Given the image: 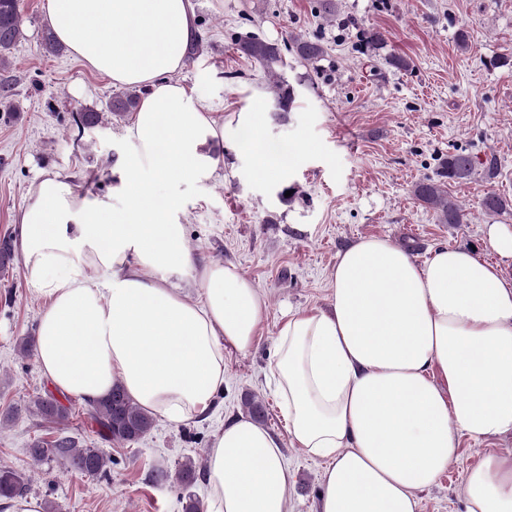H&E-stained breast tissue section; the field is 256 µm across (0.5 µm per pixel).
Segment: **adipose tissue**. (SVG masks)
Wrapping results in <instances>:
<instances>
[{
	"label": "adipose tissue",
	"mask_w": 512,
	"mask_h": 512,
	"mask_svg": "<svg viewBox=\"0 0 512 512\" xmlns=\"http://www.w3.org/2000/svg\"><path fill=\"white\" fill-rule=\"evenodd\" d=\"M43 9L85 69L147 93L126 129L133 156L115 171L125 210L54 173L28 191L17 245L30 285L48 297L36 362L63 393L98 400L118 382L145 410L189 422L224 383L225 346L250 352L268 311L237 266L198 263L173 220L177 186L209 179L224 141L178 78L193 0H44ZM248 126L239 150L257 174L279 177L296 148L264 141L259 120ZM486 242L498 262L441 247L421 263L385 237L361 238L329 275V309L282 322L269 370L291 440L327 463L318 512H419L459 436L512 435V282L501 269L512 262V225H488ZM289 480L277 437L235 419L208 450L205 512H292ZM459 495L464 512H512V448L485 449Z\"/></svg>",
	"instance_id": "obj_1"
}]
</instances>
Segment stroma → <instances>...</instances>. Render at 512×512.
Segmentation results:
<instances>
[{"mask_svg": "<svg viewBox=\"0 0 512 512\" xmlns=\"http://www.w3.org/2000/svg\"><path fill=\"white\" fill-rule=\"evenodd\" d=\"M202 52L187 61L180 80L194 88L215 121L224 125L216 171L205 181L181 185L177 223L201 263L236 264L269 300L257 347L243 354L224 348V385L207 415L175 425L155 417L135 443L104 440L80 399L60 395L71 407V435L111 458L105 476L64 472L58 464L35 466L34 439L51 438L57 426L33 407L52 389L20 344L36 335L47 303L27 281L15 255L0 269V467L28 478V493L52 502L55 512H182L185 494L206 499L205 477L191 488L154 483L159 467L204 464L226 420L245 415L244 400L265 406L263 427L273 432L291 473L286 488L293 512H317L325 463L292 442L280 402L268 381L273 341L287 312L327 303L328 275L340 251L378 235L424 261L440 247H466L491 257L485 229L512 225V0H338L335 17L319 0H194ZM23 36L10 53L16 75L12 106L0 109V237L15 235L26 192L53 172L78 192L121 209L112 170L133 153L126 136L133 115L108 109L119 89L87 72L69 51L41 47L48 20L42 0H20ZM381 31L383 51L366 41ZM257 35L284 44L319 41L324 53L307 63L285 51L286 64L268 73L236 49L240 37ZM408 68L391 65L389 56ZM294 86L291 111L278 110L274 79ZM100 113L92 129L78 113ZM258 113L271 143L296 145L299 154L281 177H260L238 152L239 115ZM473 157L471 179L447 183L448 197L463 208L461 224L439 223L416 199V182L436 177L448 154ZM495 160L496 174L483 166ZM496 193L506 210L489 214L482 197ZM484 443L460 437L459 454L436 485L420 493L419 512H463L459 487Z\"/></svg>", "mask_w": 512, "mask_h": 512, "instance_id": "35a3bbf8", "label": "stroma"}]
</instances>
